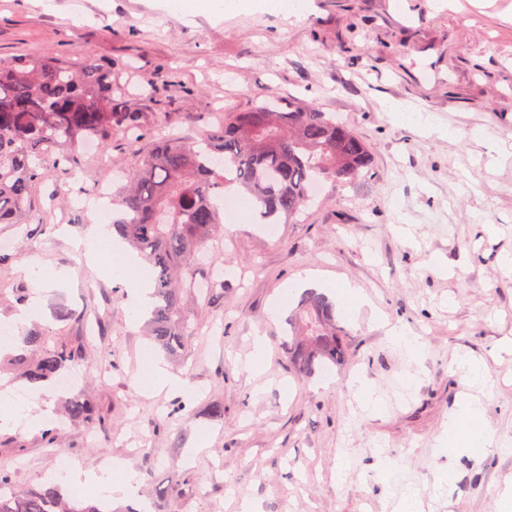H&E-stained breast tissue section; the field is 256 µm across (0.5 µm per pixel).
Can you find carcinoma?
<instances>
[{"label":"carcinoma","mask_w":512,"mask_h":512,"mask_svg":"<svg viewBox=\"0 0 512 512\" xmlns=\"http://www.w3.org/2000/svg\"><path fill=\"white\" fill-rule=\"evenodd\" d=\"M131 141L147 133L140 112L112 102V70L90 52L80 67L53 53L0 60V224H10L39 182V166L28 148L53 150L77 141L106 150L112 135ZM371 165L365 142L330 112L306 103L264 100L232 112L224 124L196 138L158 134L132 173L127 189L112 198L118 206L112 228L149 268L152 309L147 336L169 358L191 343L197 318L224 302V289L197 287L195 268L203 250L224 242L219 199L235 184L254 211L272 224L293 218L325 181L347 183ZM286 354L302 378H311L348 356L336 303L307 289L285 319ZM69 336L48 344L39 329H21L13 348L0 356V370L14 369L33 387L56 381L83 357ZM69 421L106 428L88 398L67 402ZM0 512H112L96 495L73 499L64 479L15 489L0 472Z\"/></svg>","instance_id":"carcinoma-1"}]
</instances>
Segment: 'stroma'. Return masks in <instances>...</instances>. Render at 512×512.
Wrapping results in <instances>:
<instances>
[{"instance_id": "obj_1", "label": "stroma", "mask_w": 512, "mask_h": 512, "mask_svg": "<svg viewBox=\"0 0 512 512\" xmlns=\"http://www.w3.org/2000/svg\"><path fill=\"white\" fill-rule=\"evenodd\" d=\"M233 18L187 12L172 0H0V59L82 51L111 64L115 100L145 113L149 128L185 137L263 98L293 97L335 113L367 144L372 162L349 184L326 182L319 205L266 231L252 218L224 226V305L205 314L219 336L197 334L171 371L183 391L146 382L151 348L126 289L100 265H75L93 212L74 204L109 180L86 144L71 148L79 179L63 181L43 158L27 235L0 224V320L16 313L13 291L39 300L46 335L80 337L81 392L110 422L64 428L58 448L37 428L0 430V471L17 487L56 473L59 451L86 471L122 461L153 512H392L403 486L420 489L424 512H500L512 484V0H309L302 21L260 0ZM431 114L437 132L395 121L391 106ZM63 199L46 210L47 185ZM39 264L45 278L26 276ZM316 271L336 294L355 285L371 307L341 313L348 357L327 375L299 377L282 345L287 297ZM63 273L57 284L52 274ZM279 316H269L272 304ZM84 313L82 321L63 314ZM427 342L413 357L382 321ZM264 336L259 372L247 370ZM485 360L479 397L492 445L480 458L440 447L468 386L456 362ZM363 377L378 407L352 386ZM224 420L207 418L214 400ZM396 468L377 469L379 458ZM345 478H337V469ZM453 491L435 496L438 471Z\"/></svg>"}]
</instances>
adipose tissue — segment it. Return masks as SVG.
<instances>
[{
  "mask_svg": "<svg viewBox=\"0 0 512 512\" xmlns=\"http://www.w3.org/2000/svg\"><path fill=\"white\" fill-rule=\"evenodd\" d=\"M106 236L105 229L98 225L93 226L85 245L89 251L96 253L98 260L106 261V270L111 276L124 281L132 311L146 313L151 304V282L142 262L127 254L117 240L112 243L111 253L99 252L98 245ZM489 444L483 405L474 398L460 401L448 418V429L441 438L442 447L477 457L482 455ZM136 480V473L120 461L113 462L111 468L95 473L76 468L66 478L67 486L72 492L77 493L92 487L101 488L116 500L127 498L133 492Z\"/></svg>",
  "mask_w": 512,
  "mask_h": 512,
  "instance_id": "ef3b65f1",
  "label": "adipose tissue"
}]
</instances>
